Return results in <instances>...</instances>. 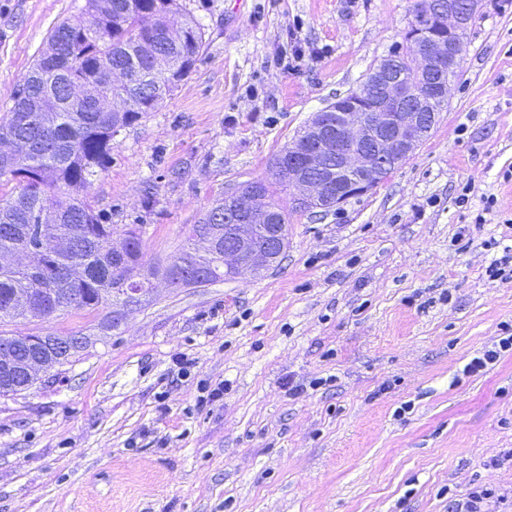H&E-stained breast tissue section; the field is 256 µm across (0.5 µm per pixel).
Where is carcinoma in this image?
Returning <instances> with one entry per match:
<instances>
[{"mask_svg": "<svg viewBox=\"0 0 512 512\" xmlns=\"http://www.w3.org/2000/svg\"><path fill=\"white\" fill-rule=\"evenodd\" d=\"M180 0H85V19L64 20L21 77L7 115L0 117V184L18 191L0 196V347L14 369L0 375V393L31 387L32 346L27 335L5 326L27 318L50 320L66 310L95 312L112 305L126 288L153 287L157 270L145 265L139 227L123 230L136 240L121 272L112 257L114 225L82 193L108 168L120 131L156 111L200 60L203 25L184 13L170 16ZM79 83L85 96L68 100L65 88ZM123 96L122 111L100 112L97 103ZM260 206L288 222L274 199L292 186L274 176L261 181ZM89 343L77 331L60 337L52 359L62 364Z\"/></svg>", "mask_w": 512, "mask_h": 512, "instance_id": "obj_1", "label": "carcinoma"}]
</instances>
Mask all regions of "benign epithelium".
Segmentation results:
<instances>
[{"label":"benign epithelium","mask_w":512,"mask_h":512,"mask_svg":"<svg viewBox=\"0 0 512 512\" xmlns=\"http://www.w3.org/2000/svg\"><path fill=\"white\" fill-rule=\"evenodd\" d=\"M482 0H472L471 11L461 12L448 0L434 16L439 35L426 27L413 26L405 34L397 54L384 59L368 74L360 90L345 101L338 97L325 110L316 113L303 130L302 142L291 144L282 154L278 171L294 185L291 204L298 211L321 213L339 209L347 200L363 195L398 168L437 125L438 112H377L367 122L359 117L361 101L372 89H383L387 99L402 104L414 97L416 85H426L430 101L444 103L451 83L427 82L431 73L444 66L452 70L461 62L464 37ZM413 68L416 78L407 80L398 67ZM336 152L335 180H296L297 164L323 169L325 158ZM224 197L234 200L238 216L256 209L260 198L254 191L234 185ZM197 249L178 261L171 283L198 284L211 277V270L199 256L214 252L219 239L207 228L197 231ZM288 246L286 224H228L224 229V278L259 275L274 267Z\"/></svg>","instance_id":"1"}]
</instances>
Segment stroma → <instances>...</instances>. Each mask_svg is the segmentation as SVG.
<instances>
[{
  "label": "stroma",
  "mask_w": 512,
  "mask_h": 512,
  "mask_svg": "<svg viewBox=\"0 0 512 512\" xmlns=\"http://www.w3.org/2000/svg\"><path fill=\"white\" fill-rule=\"evenodd\" d=\"M206 48L122 130L87 195L169 264L225 188L269 163L403 37L417 0H183ZM84 0H0V115ZM278 266L164 276L116 330L0 395V512H512V0H484L438 124L377 187L288 216ZM222 388L211 400L208 390Z\"/></svg>",
  "instance_id": "1"
}]
</instances>
